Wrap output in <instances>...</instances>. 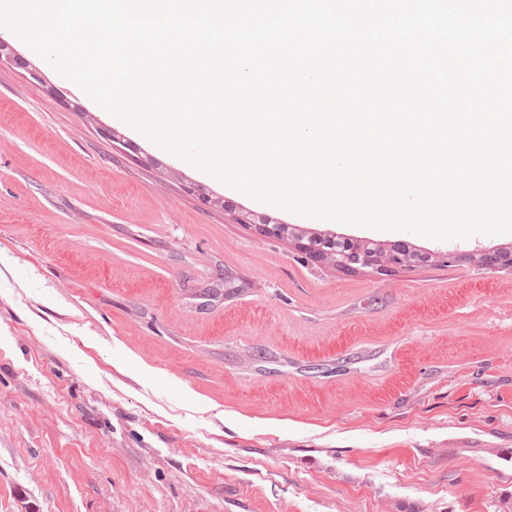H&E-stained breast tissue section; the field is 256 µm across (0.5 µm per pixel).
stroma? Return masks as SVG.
I'll return each mask as SVG.
<instances>
[{
    "mask_svg": "<svg viewBox=\"0 0 512 512\" xmlns=\"http://www.w3.org/2000/svg\"><path fill=\"white\" fill-rule=\"evenodd\" d=\"M0 41V512H512V234L266 209ZM280 237H291L297 240L310 238L320 254L353 252L360 255L374 254L386 258L390 253L400 252L406 262L403 267L424 264L431 260V257L427 253L406 246L405 244H390L384 248L380 244L364 240H353L351 238L343 242L342 239H334L333 236L326 234L313 233L306 236L305 233L296 228L293 224H286L282 227ZM337 262L344 266L345 268H373L376 269L377 271L385 266L387 270L396 269L401 267L403 264L402 260H393L387 263H382L379 259L372 257L355 258L350 257L349 255L342 256V258L337 260Z\"/></svg>",
    "mask_w": 512,
    "mask_h": 512,
    "instance_id": "1",
    "label": "stroma"
}]
</instances>
